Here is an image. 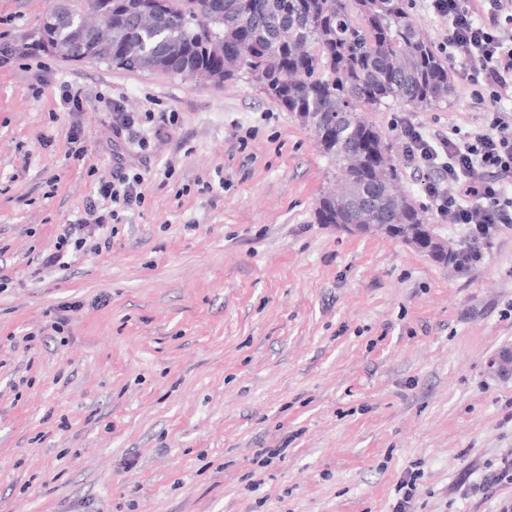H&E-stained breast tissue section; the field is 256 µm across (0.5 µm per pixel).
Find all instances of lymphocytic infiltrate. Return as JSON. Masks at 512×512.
Listing matches in <instances>:
<instances>
[{
  "mask_svg": "<svg viewBox=\"0 0 512 512\" xmlns=\"http://www.w3.org/2000/svg\"><path fill=\"white\" fill-rule=\"evenodd\" d=\"M448 24L445 45L457 62L456 77L471 85L475 102L512 99V0H425ZM403 163L419 177L428 208L458 229L484 237L512 226V113H494L489 129L467 135L424 129L411 118L396 122ZM142 174L117 172L85 204V215L57 238L49 265L69 252L109 247V224L144 202Z\"/></svg>",
  "mask_w": 512,
  "mask_h": 512,
  "instance_id": "lymphocytic-infiltrate-1",
  "label": "lymphocytic infiltrate"
}]
</instances>
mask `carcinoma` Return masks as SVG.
<instances>
[{
  "label": "carcinoma",
  "mask_w": 512,
  "mask_h": 512,
  "mask_svg": "<svg viewBox=\"0 0 512 512\" xmlns=\"http://www.w3.org/2000/svg\"><path fill=\"white\" fill-rule=\"evenodd\" d=\"M104 9L112 42L97 43L79 23ZM150 13L160 19L143 25ZM36 29L50 54L128 71L206 73L217 85L247 79L309 127L342 187L323 195L319 224H386L433 261L467 273L486 243L451 253L423 233V211L393 191L398 167L365 111L448 101L445 59L418 31L409 0H75L52 7ZM30 33L0 43V55L43 51Z\"/></svg>",
  "instance_id": "cac0c4a2"
}]
</instances>
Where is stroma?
Masks as SVG:
<instances>
[{
    "mask_svg": "<svg viewBox=\"0 0 512 512\" xmlns=\"http://www.w3.org/2000/svg\"><path fill=\"white\" fill-rule=\"evenodd\" d=\"M53 3L0 0V36ZM65 84L85 111L64 107ZM99 90L147 149L117 136ZM496 110L455 81L446 103L366 118L398 156L400 117L464 134ZM120 165L144 176L143 206L109 250L44 268ZM333 181L309 129L249 81L1 60L0 512H394L411 475L409 512H498L512 485L481 482L512 459V374L496 366L512 228L459 275L317 223Z\"/></svg>",
    "mask_w": 512,
    "mask_h": 512,
    "instance_id": "stroma-1",
    "label": "stroma"
}]
</instances>
